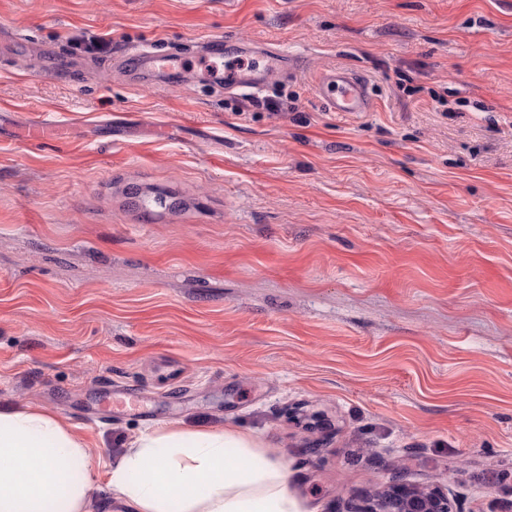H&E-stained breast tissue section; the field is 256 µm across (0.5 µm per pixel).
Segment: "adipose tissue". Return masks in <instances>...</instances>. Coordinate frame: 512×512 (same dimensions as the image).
<instances>
[{
    "label": "adipose tissue",
    "instance_id": "1",
    "mask_svg": "<svg viewBox=\"0 0 512 512\" xmlns=\"http://www.w3.org/2000/svg\"><path fill=\"white\" fill-rule=\"evenodd\" d=\"M90 458L63 416L0 409V512H91ZM108 485L126 512H307L285 463L232 427L143 431L110 465Z\"/></svg>",
    "mask_w": 512,
    "mask_h": 512
}]
</instances>
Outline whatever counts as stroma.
Here are the masks:
<instances>
[{"mask_svg": "<svg viewBox=\"0 0 512 512\" xmlns=\"http://www.w3.org/2000/svg\"><path fill=\"white\" fill-rule=\"evenodd\" d=\"M202 34L294 68L195 82ZM1 40L0 405L70 420L99 512L152 408L257 434L312 512L393 483L507 512L512 0H0ZM146 45L180 74H141ZM339 66L373 111H328ZM130 186L180 206L144 217ZM104 385L136 399L81 414ZM247 45L243 44V47L250 52L244 49H240V52L254 54L255 57L247 62L246 67L244 63L242 67L238 65L224 67L225 90L258 92L273 76L281 73L287 66L290 69L288 55L284 51L255 52L248 43Z\"/></svg>", "mask_w": 512, "mask_h": 512, "instance_id": "obj_1", "label": "stroma"}]
</instances>
